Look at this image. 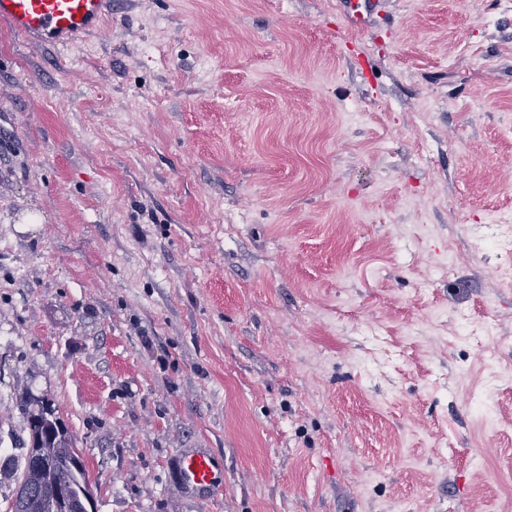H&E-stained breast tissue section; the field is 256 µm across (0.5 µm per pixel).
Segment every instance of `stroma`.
<instances>
[{"label": "stroma", "mask_w": 512, "mask_h": 512, "mask_svg": "<svg viewBox=\"0 0 512 512\" xmlns=\"http://www.w3.org/2000/svg\"><path fill=\"white\" fill-rule=\"evenodd\" d=\"M495 213L502 0H116L64 51L0 21V512L31 394L97 512H512ZM179 471L182 483L202 499H212L222 489L218 481L220 462L206 449H196L179 457Z\"/></svg>", "instance_id": "obj_1"}]
</instances>
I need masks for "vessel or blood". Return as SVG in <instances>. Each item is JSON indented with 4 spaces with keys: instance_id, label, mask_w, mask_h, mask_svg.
I'll return each instance as SVG.
<instances>
[{
    "instance_id": "1",
    "label": "vessel or blood",
    "mask_w": 512,
    "mask_h": 512,
    "mask_svg": "<svg viewBox=\"0 0 512 512\" xmlns=\"http://www.w3.org/2000/svg\"><path fill=\"white\" fill-rule=\"evenodd\" d=\"M111 13L112 0H0V21L8 23L15 34L57 49L94 33ZM220 469L217 458L202 448L179 458L182 483L204 499L220 491Z\"/></svg>"
}]
</instances>
